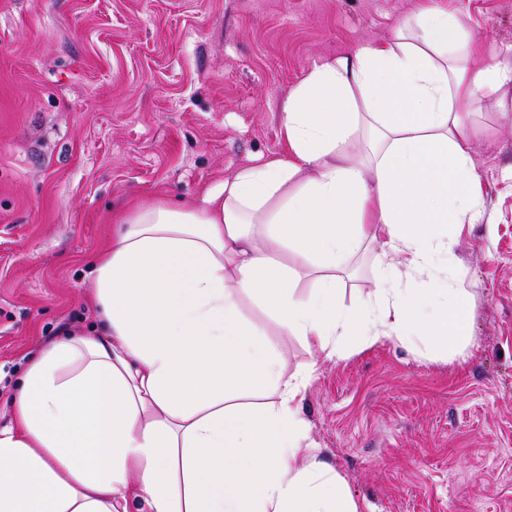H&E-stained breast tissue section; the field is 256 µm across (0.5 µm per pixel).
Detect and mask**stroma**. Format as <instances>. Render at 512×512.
<instances>
[{
  "mask_svg": "<svg viewBox=\"0 0 512 512\" xmlns=\"http://www.w3.org/2000/svg\"><path fill=\"white\" fill-rule=\"evenodd\" d=\"M422 0H0V426L42 343L95 322L88 266L112 216L182 204L282 153V103L309 71L392 37ZM488 52L512 45V0H434ZM493 229L456 231L448 285L471 318L464 356L345 342L342 358L282 335L310 366L303 416L364 512H512V111L468 113ZM392 254L344 279L372 298Z\"/></svg>",
  "mask_w": 512,
  "mask_h": 512,
  "instance_id": "35a3bbf8",
  "label": "stroma"
}]
</instances>
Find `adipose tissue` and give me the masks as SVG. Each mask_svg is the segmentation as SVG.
Wrapping results in <instances>:
<instances>
[{
	"label": "adipose tissue",
	"mask_w": 512,
	"mask_h": 512,
	"mask_svg": "<svg viewBox=\"0 0 512 512\" xmlns=\"http://www.w3.org/2000/svg\"><path fill=\"white\" fill-rule=\"evenodd\" d=\"M484 53L422 6L313 67L284 104L286 154L121 214L90 271L99 332L44 343L0 427V512H361L302 415L312 368L286 373L240 300L329 358L348 336L465 352L470 316L440 277L449 224L485 218L464 113L512 109V45L474 69ZM374 244L397 264L361 312L337 292Z\"/></svg>",
	"instance_id": "1"
}]
</instances>
